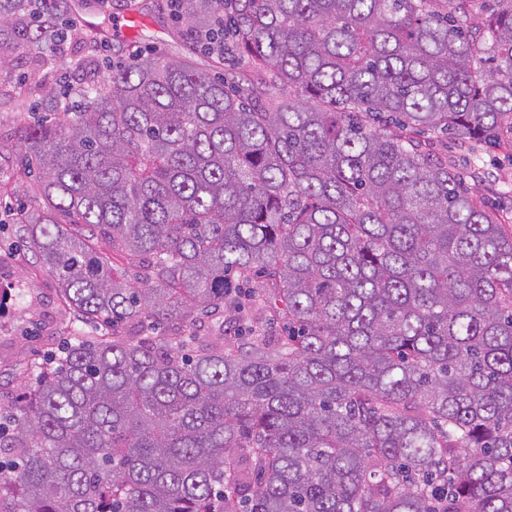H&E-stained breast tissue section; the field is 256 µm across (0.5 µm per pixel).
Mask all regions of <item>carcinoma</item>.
I'll use <instances>...</instances> for the list:
<instances>
[{
  "label": "carcinoma",
  "instance_id": "cac0c4a2",
  "mask_svg": "<svg viewBox=\"0 0 512 512\" xmlns=\"http://www.w3.org/2000/svg\"><path fill=\"white\" fill-rule=\"evenodd\" d=\"M474 2L180 0L252 101L160 52L75 62L83 107L20 131L15 233L71 341L0 404V512H512V230L416 138L512 130V0ZM89 9L0 0V69Z\"/></svg>",
  "mask_w": 512,
  "mask_h": 512
}]
</instances>
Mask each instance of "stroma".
<instances>
[{"label":"stroma","mask_w":512,"mask_h":512,"mask_svg":"<svg viewBox=\"0 0 512 512\" xmlns=\"http://www.w3.org/2000/svg\"><path fill=\"white\" fill-rule=\"evenodd\" d=\"M124 5V0H108L113 26L109 42L94 48L72 37L62 43H35L26 48L22 61L0 71V287L8 293L0 305V393L18 389L15 373L19 363L42 361L65 337L68 314L55 284L17 248L13 233L19 207L29 203L25 190L33 182L20 160L18 131L36 116L54 120V113L44 109L41 101L46 91L70 78L60 58L89 56L103 67L157 45L168 53L189 57L199 68L231 82L245 84L254 77L246 60L235 53H228L225 62L218 64L203 48L173 37L154 11H146L138 31H122ZM35 58L41 60V68L30 67ZM420 141L431 153L447 159L468 191L489 209L512 218V133L503 132L501 144L494 150L439 132L422 133Z\"/></svg>","instance_id":"1"}]
</instances>
